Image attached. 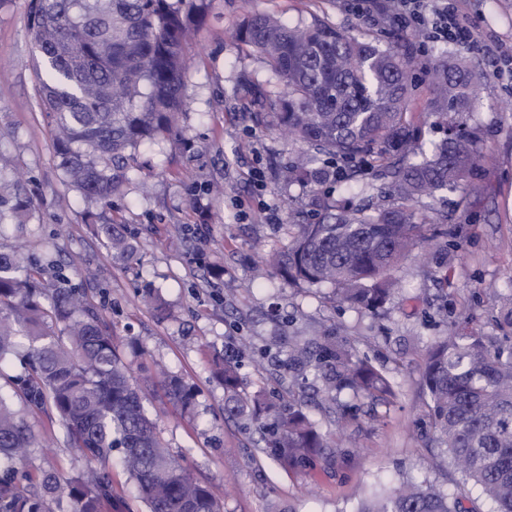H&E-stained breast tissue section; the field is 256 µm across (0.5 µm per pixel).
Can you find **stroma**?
I'll use <instances>...</instances> for the list:
<instances>
[{"mask_svg": "<svg viewBox=\"0 0 512 512\" xmlns=\"http://www.w3.org/2000/svg\"><path fill=\"white\" fill-rule=\"evenodd\" d=\"M27 5L0 0V244L22 247L46 266V279L67 277L122 345L142 348V355L125 358L144 385V405L170 451L211 483L223 512H353L369 484L406 478L455 490L460 474L429 441L423 374L429 347L451 324L495 335L496 297L512 286V62L486 51L495 43L512 48V0H459L479 35L474 45L426 41L417 30H399L388 15L358 12L353 0H207L205 20L185 47L178 132L137 149L139 165L108 208L64 180L33 66ZM253 13L292 25L318 17L380 44L404 33L416 83L411 110L418 114L428 108L425 71L436 53L462 52L483 76L482 105L462 120L490 161L454 189L416 203L435 246L415 249L392 271L397 285L378 313L332 300L328 285L291 287L267 262L287 244L288 226L315 221L316 210L306 203L311 189L280 175L300 146L253 118L274 111L282 90L264 59L233 37ZM257 166L264 172L259 189L250 180ZM18 190L31 202L21 219L13 210ZM105 217L126 225L137 260L111 255L92 234L91 223ZM214 262L223 265V277L210 276ZM147 284L160 289L173 318L158 319L144 306L140 290ZM326 333L384 369L397 398L390 405L361 400L343 425L336 407L310 404L322 432L350 455L289 476L264 453L256 424L225 420L212 353L239 358L245 391L284 396L288 372L260 351ZM244 342L253 356H240ZM161 369L193 389V416L149 386ZM26 419L38 435L27 462L31 474L48 467L65 478L86 471L85 458L47 412Z\"/></svg>", "mask_w": 512, "mask_h": 512, "instance_id": "1", "label": "stroma"}]
</instances>
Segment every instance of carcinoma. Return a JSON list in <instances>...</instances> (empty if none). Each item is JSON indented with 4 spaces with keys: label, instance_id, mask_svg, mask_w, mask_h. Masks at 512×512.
Returning a JSON list of instances; mask_svg holds the SVG:
<instances>
[{
    "label": "carcinoma",
    "instance_id": "carcinoma-1",
    "mask_svg": "<svg viewBox=\"0 0 512 512\" xmlns=\"http://www.w3.org/2000/svg\"><path fill=\"white\" fill-rule=\"evenodd\" d=\"M205 19V0H29L28 27L55 151L69 181L88 198L112 204L136 148L171 136L183 103L184 43ZM259 53L284 85L273 122L319 150L287 168L288 183L336 181L330 160L370 158L373 181L348 190L367 195L354 206L330 188L311 201L319 218L288 225V244L271 255L289 285H330L333 299L374 312L391 293L390 271L430 241L414 207L422 196L455 187L478 159L477 136L459 118L481 106L478 73L461 54L441 53L428 77L433 98L424 119L445 130L428 152L418 150L419 119L410 111L409 58L397 41H361L321 19L289 26L273 14H252L234 33ZM381 182L384 197L371 191ZM90 228L109 251L131 260L136 248L124 225ZM155 315L172 313L155 288L142 289ZM499 327L512 341V288L500 295ZM27 346L28 368L11 379L22 407L0 392V512H101L112 502V451L147 512H220L208 482L163 443L146 412L112 326L85 294L61 278L45 286L41 271L15 249L0 250V369ZM298 376L325 382V400L347 391L384 403L393 384L347 343L329 334L316 350L288 342L278 360ZM224 417L260 422L264 452L285 472L343 454L294 394L270 400L240 387L239 363L218 357ZM428 419L435 440L460 472L496 505L512 512V349L479 332L450 334L428 352ZM165 395L184 413L194 393L172 378ZM51 410L66 443L100 464L63 480L55 471L33 478L21 468L37 437L23 410ZM456 492L403 480L369 490L354 512H457Z\"/></svg>",
    "mask_w": 512,
    "mask_h": 512
}]
</instances>
